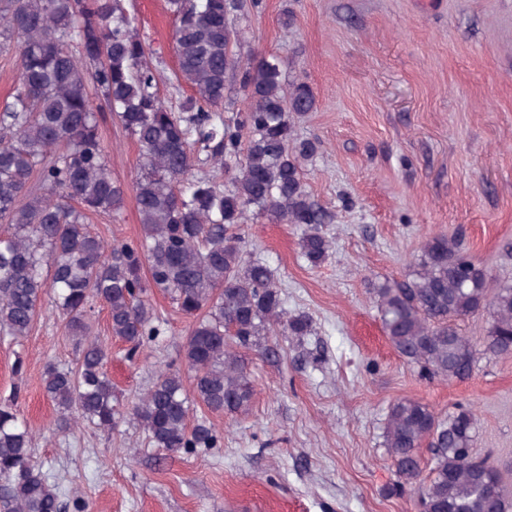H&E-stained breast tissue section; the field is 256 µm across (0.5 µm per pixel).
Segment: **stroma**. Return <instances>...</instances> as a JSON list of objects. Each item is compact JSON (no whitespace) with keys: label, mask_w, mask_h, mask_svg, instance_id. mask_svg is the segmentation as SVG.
Segmentation results:
<instances>
[{"label":"stroma","mask_w":512,"mask_h":512,"mask_svg":"<svg viewBox=\"0 0 512 512\" xmlns=\"http://www.w3.org/2000/svg\"><path fill=\"white\" fill-rule=\"evenodd\" d=\"M128 6L160 93L178 107L191 89L175 76L174 20L164 0ZM236 24L244 50L283 61L285 79H303L317 99L295 133L323 143L303 169L307 190L338 215L322 227L328 257L307 262L299 226L259 217L240 230L245 259L272 268L285 308L309 315L312 331L276 337V357L249 354L247 413L209 417L216 447L171 456L148 446L131 409L160 372L184 370L192 318L149 290L165 333L131 358L98 310L124 416L108 435L83 423L63 435L43 375L70 367L76 351L44 302L24 339L0 334V400L16 396L35 461L56 475L65 512H416L383 446L390 405L410 398L441 415L472 408L475 450L512 496V357L479 356L463 381L422 377L386 338L373 294L411 277L424 241L459 232L494 284L512 283V0H263ZM102 138L114 175L131 183L136 143L110 122ZM93 226L105 242L137 241L133 196Z\"/></svg>","instance_id":"35a3bbf8"}]
</instances>
